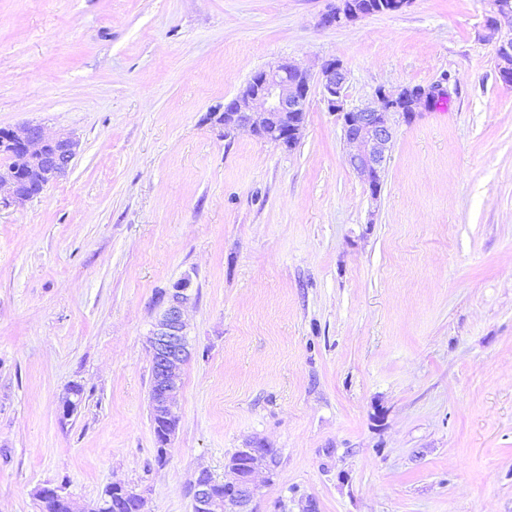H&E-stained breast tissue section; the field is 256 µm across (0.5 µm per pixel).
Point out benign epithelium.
<instances>
[{
    "label": "benign epithelium",
    "instance_id": "benign-epithelium-1",
    "mask_svg": "<svg viewBox=\"0 0 512 512\" xmlns=\"http://www.w3.org/2000/svg\"><path fill=\"white\" fill-rule=\"evenodd\" d=\"M362 17L364 14L349 10L341 2L322 14L321 25L339 26ZM487 28L489 38L495 41L499 78L512 84V0H491ZM348 80L347 69L336 59L323 62L315 74L296 61H278L253 75L224 104V112L217 121L224 125L226 137L248 129L257 136L271 134L273 143L291 149L301 137L311 86L315 85L328 111L341 122L343 138L350 147L347 164L369 183L371 194L377 196L393 142L394 116L412 117L420 108L447 94V90L439 83L394 90L380 88L375 93L376 105L347 109ZM5 133L11 147V162L0 165V204L21 205L30 200L19 189L21 177H33L48 185L66 175L77 155L78 141L69 136L49 137L39 125L9 128ZM191 285V278L186 276L163 293V309L147 336L152 358L150 403L167 424L168 441L178 423L174 407L182 386L181 370L192 356L184 320L192 299ZM244 453L248 457L246 471L231 464L228 470L232 479L224 482L234 512H254L250 505L258 490L256 475L270 470L273 463L262 442L244 449ZM192 499L193 512H213L212 482H193Z\"/></svg>",
    "mask_w": 512,
    "mask_h": 512
}]
</instances>
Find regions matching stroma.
<instances>
[{
	"label": "stroma",
	"mask_w": 512,
	"mask_h": 512,
	"mask_svg": "<svg viewBox=\"0 0 512 512\" xmlns=\"http://www.w3.org/2000/svg\"><path fill=\"white\" fill-rule=\"evenodd\" d=\"M0 0V128L70 133L67 174L0 207V512L121 481L193 512L252 441L255 512H512V86L487 0ZM282 59L346 107L444 83L397 120L379 196L311 90L293 149L210 119ZM191 277V360L157 463L147 333ZM83 399L72 416V385ZM332 6L321 16V25L324 27L339 26L365 17V14L349 10L344 1ZM197 477L195 478V480L197 479ZM195 480L191 488L193 499V512L214 511L212 482H199Z\"/></svg>",
	"instance_id": "35a3bbf8"
}]
</instances>
